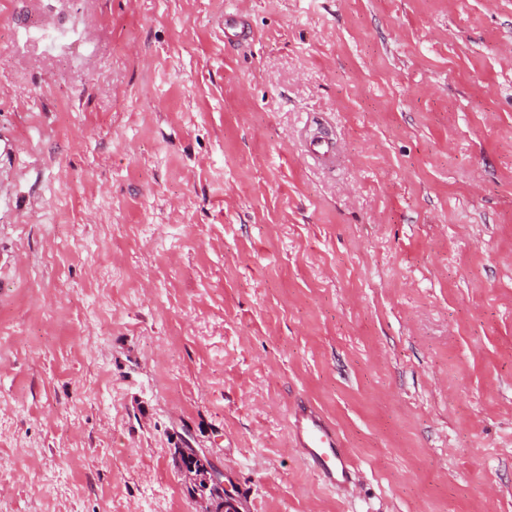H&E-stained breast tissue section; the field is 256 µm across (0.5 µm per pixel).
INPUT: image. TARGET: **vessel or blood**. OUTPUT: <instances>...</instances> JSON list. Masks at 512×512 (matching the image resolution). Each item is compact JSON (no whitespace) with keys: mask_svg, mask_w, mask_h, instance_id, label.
<instances>
[{"mask_svg":"<svg viewBox=\"0 0 512 512\" xmlns=\"http://www.w3.org/2000/svg\"><path fill=\"white\" fill-rule=\"evenodd\" d=\"M291 416L295 445L312 461L322 480L331 486L349 483L353 466L335 427L304 401L295 403Z\"/></svg>","mask_w":512,"mask_h":512,"instance_id":"b4317fda","label":"vessel or blood"}]
</instances>
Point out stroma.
Segmentation results:
<instances>
[{
	"label": "stroma",
	"instance_id": "obj_1",
	"mask_svg": "<svg viewBox=\"0 0 512 512\" xmlns=\"http://www.w3.org/2000/svg\"><path fill=\"white\" fill-rule=\"evenodd\" d=\"M186 440L240 512H512V0H0V512H198ZM291 417L295 446L312 461L322 480L331 486L348 484L354 468L336 428L305 401L295 403ZM185 449L175 450L174 456L172 458V464L174 468L181 471L184 468H188L194 466V468H190L189 470H183L182 474L185 477L186 481L189 484L199 483L201 481V475L197 474L201 468H204V465L201 463L200 459H197L194 455L193 450L190 448L189 444H185ZM196 470V471H195Z\"/></svg>",
	"mask_w": 512,
	"mask_h": 512
}]
</instances>
